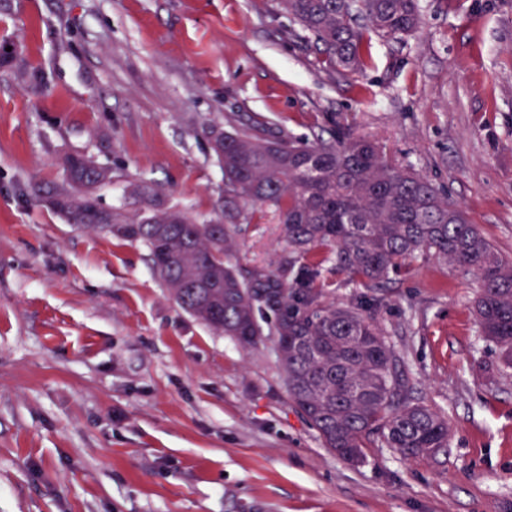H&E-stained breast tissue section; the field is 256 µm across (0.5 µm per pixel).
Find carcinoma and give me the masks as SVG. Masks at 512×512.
<instances>
[{
    "label": "carcinoma",
    "mask_w": 512,
    "mask_h": 512,
    "mask_svg": "<svg viewBox=\"0 0 512 512\" xmlns=\"http://www.w3.org/2000/svg\"><path fill=\"white\" fill-rule=\"evenodd\" d=\"M344 76L365 71L371 35L401 39L423 24L419 0H277ZM214 146L224 167V218L197 222L165 208L146 185L143 208L101 223L96 196L109 180L80 156L64 161L68 187L56 209L80 226L143 244L175 301L214 332L245 348L277 337L288 398L322 444L346 464L366 460L373 442L404 460L448 448V418L411 396L400 360L371 308L329 299L320 267L351 281L379 284L406 262L434 255L471 272L481 335L512 369V259L427 178L387 158L368 139L338 132L297 145L266 134L258 116L222 134ZM267 206L283 224L289 252L278 269L245 272L223 221L247 206Z\"/></svg>",
    "instance_id": "carcinoma-1"
}]
</instances>
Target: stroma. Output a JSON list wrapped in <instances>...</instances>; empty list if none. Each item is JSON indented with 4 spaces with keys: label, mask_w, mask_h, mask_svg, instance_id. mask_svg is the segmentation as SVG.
Returning a JSON list of instances; mask_svg holds the SVG:
<instances>
[{
    "label": "stroma",
    "mask_w": 512,
    "mask_h": 512,
    "mask_svg": "<svg viewBox=\"0 0 512 512\" xmlns=\"http://www.w3.org/2000/svg\"><path fill=\"white\" fill-rule=\"evenodd\" d=\"M423 28L371 39L342 78L276 0H0V512H512V370L473 310L476 280L432 257L385 287L330 275L375 316L446 453L371 444L352 467L288 399L273 345L242 349L172 298L144 246L80 228L48 193L69 154L200 221L224 209L214 138L380 142L512 259V0H420ZM234 237L276 269L274 212Z\"/></svg>",
    "instance_id": "obj_1"
}]
</instances>
